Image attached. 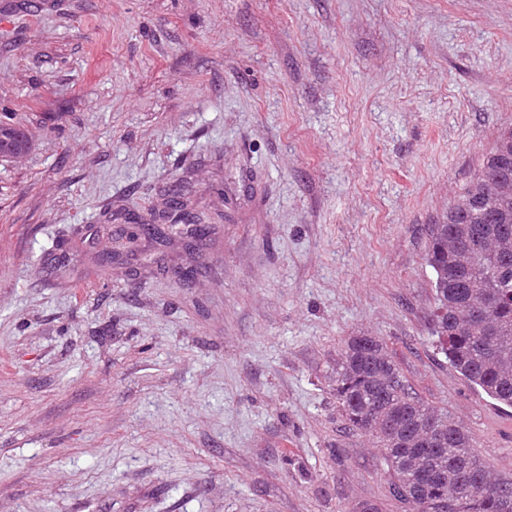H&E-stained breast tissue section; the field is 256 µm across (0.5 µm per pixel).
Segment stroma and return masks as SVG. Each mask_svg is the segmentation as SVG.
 Returning <instances> with one entry per match:
<instances>
[{
	"instance_id": "obj_1",
	"label": "stroma",
	"mask_w": 512,
	"mask_h": 512,
	"mask_svg": "<svg viewBox=\"0 0 512 512\" xmlns=\"http://www.w3.org/2000/svg\"><path fill=\"white\" fill-rule=\"evenodd\" d=\"M1 116L0 512H402L353 336L512 481L426 262L512 126V0H0ZM176 186L203 233L111 258ZM0 141L6 148L29 151L31 144L28 135L22 129L11 123L0 121Z\"/></svg>"
}]
</instances>
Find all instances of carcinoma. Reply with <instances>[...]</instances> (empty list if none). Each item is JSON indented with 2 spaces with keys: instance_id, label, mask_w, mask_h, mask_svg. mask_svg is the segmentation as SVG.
<instances>
[{
  "instance_id": "obj_1",
  "label": "carcinoma",
  "mask_w": 512,
  "mask_h": 512,
  "mask_svg": "<svg viewBox=\"0 0 512 512\" xmlns=\"http://www.w3.org/2000/svg\"><path fill=\"white\" fill-rule=\"evenodd\" d=\"M5 147L29 151L28 135L0 121ZM429 226L427 262L437 303L433 335L467 382L512 407V138L496 140L474 178ZM336 400L348 426L382 450L390 498L433 512H512V482L492 479L471 433L414 392L383 342L355 336L336 369ZM387 412L393 431L378 427Z\"/></svg>"
}]
</instances>
